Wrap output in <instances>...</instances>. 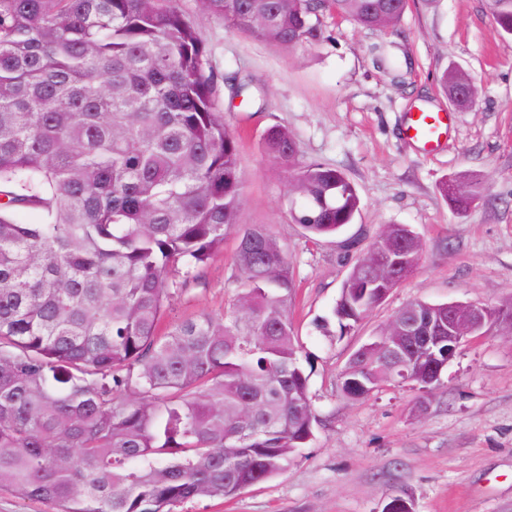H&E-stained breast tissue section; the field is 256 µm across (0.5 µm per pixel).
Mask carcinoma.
I'll list each match as a JSON object with an SVG mask.
<instances>
[{
    "mask_svg": "<svg viewBox=\"0 0 512 512\" xmlns=\"http://www.w3.org/2000/svg\"><path fill=\"white\" fill-rule=\"evenodd\" d=\"M270 46L324 38L332 12L376 30L408 0H201ZM512 35V0H489ZM444 88L468 77L450 69ZM214 74L178 0H0V489L53 512H176L230 499L288 469L318 418L290 313L288 253L239 223V138L216 112ZM289 215L328 237L360 210L338 170L300 161L274 125ZM443 196L484 191L462 174ZM42 221L22 224L21 210ZM237 234L232 307L169 326L166 309ZM423 245L389 225L343 281L332 314L348 333L419 267ZM448 304L414 302L350 357L351 399L386 383L431 389L423 333ZM404 355L403 363L392 349Z\"/></svg>",
    "mask_w": 512,
    "mask_h": 512,
    "instance_id": "1",
    "label": "carcinoma"
}]
</instances>
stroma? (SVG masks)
<instances>
[{
    "label": "stroma",
    "instance_id": "obj_1",
    "mask_svg": "<svg viewBox=\"0 0 512 512\" xmlns=\"http://www.w3.org/2000/svg\"><path fill=\"white\" fill-rule=\"evenodd\" d=\"M198 27L217 75L215 103L239 136L246 193L239 221L265 224L288 252L291 314L320 424L288 470L231 499L185 503L178 512H512V332L493 328L465 343L433 393L413 383L350 400L340 392L351 353L415 301H512V37L500 36L488 0H410L397 28L378 31L324 17L325 38L294 51L253 40L179 0ZM456 65L475 100L458 107L439 78ZM455 114L443 147L422 153L402 137L417 104ZM294 133L301 158L341 171L361 210L335 236L313 240L288 212L284 172L264 153L267 129ZM463 173L486 181L483 199L457 211L440 191ZM406 224L422 261L350 333L332 309L350 268L385 225ZM235 235L201 284L175 298L174 323L222 313L234 282Z\"/></svg>",
    "mask_w": 512,
    "mask_h": 512
}]
</instances>
